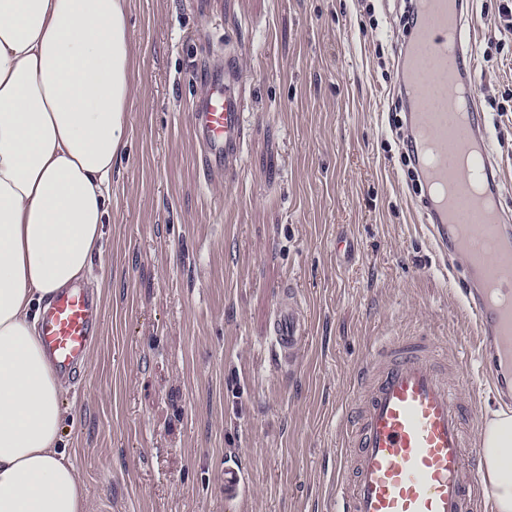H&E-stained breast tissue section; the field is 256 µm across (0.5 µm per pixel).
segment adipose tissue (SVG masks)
Returning a JSON list of instances; mask_svg holds the SVG:
<instances>
[{
	"label": "adipose tissue",
	"mask_w": 512,
	"mask_h": 512,
	"mask_svg": "<svg viewBox=\"0 0 512 512\" xmlns=\"http://www.w3.org/2000/svg\"><path fill=\"white\" fill-rule=\"evenodd\" d=\"M128 0H0V512H87L37 310L99 253L138 77ZM481 465L512 512V411Z\"/></svg>",
	"instance_id": "ef3b65f1"
}]
</instances>
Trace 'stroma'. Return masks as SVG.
Listing matches in <instances>:
<instances>
[{"mask_svg": "<svg viewBox=\"0 0 512 512\" xmlns=\"http://www.w3.org/2000/svg\"><path fill=\"white\" fill-rule=\"evenodd\" d=\"M128 146L102 253L82 283L100 331L64 382L62 443L88 512H331L351 381L385 336L426 328L465 364L476 438L500 409L461 305L462 257L422 224L395 120L407 0H129ZM467 0L478 106L512 214V30ZM234 53L244 163L205 179L189 115ZM309 322L274 364L285 285ZM249 491L224 498V469Z\"/></svg>", "mask_w": 512, "mask_h": 512, "instance_id": "obj_1", "label": "stroma"}]
</instances>
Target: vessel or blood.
I'll return each instance as SVG.
<instances>
[{"instance_id": "b4317fda", "label": "vessel or blood", "mask_w": 512, "mask_h": 512, "mask_svg": "<svg viewBox=\"0 0 512 512\" xmlns=\"http://www.w3.org/2000/svg\"><path fill=\"white\" fill-rule=\"evenodd\" d=\"M416 24L401 54V89L411 103L409 141L425 195L422 223L442 252L463 255L464 306L474 320L483 376L512 402V217L499 207L500 178L479 129L460 0H414ZM206 89L190 115L209 178H235L248 137L245 90L232 62L204 73ZM100 304L81 288L60 291L44 308L39 339L64 375L84 366L98 331ZM279 365H294L306 326L293 290L272 322ZM463 365L428 332L390 336L359 367L336 512H476L493 489L469 465L465 434L471 403L454 393Z\"/></svg>"}]
</instances>
